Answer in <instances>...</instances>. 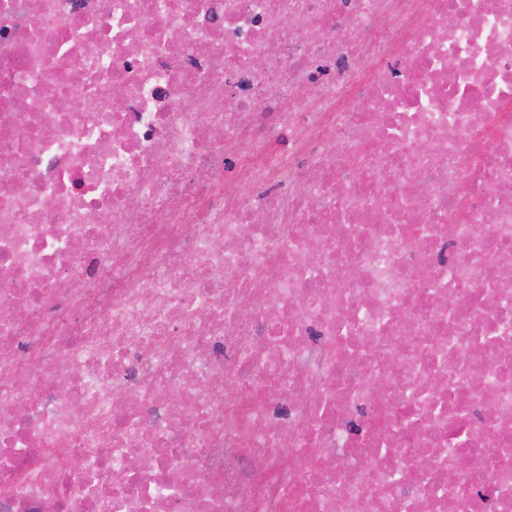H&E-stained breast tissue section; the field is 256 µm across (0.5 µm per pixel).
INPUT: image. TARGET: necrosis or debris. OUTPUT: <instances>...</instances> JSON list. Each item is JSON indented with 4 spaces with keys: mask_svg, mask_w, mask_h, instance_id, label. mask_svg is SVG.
<instances>
[{
    "mask_svg": "<svg viewBox=\"0 0 512 512\" xmlns=\"http://www.w3.org/2000/svg\"><path fill=\"white\" fill-rule=\"evenodd\" d=\"M505 265L512 0H0V512H512Z\"/></svg>",
    "mask_w": 512,
    "mask_h": 512,
    "instance_id": "necrosis-or-debris-1",
    "label": "necrosis or debris"
}]
</instances>
